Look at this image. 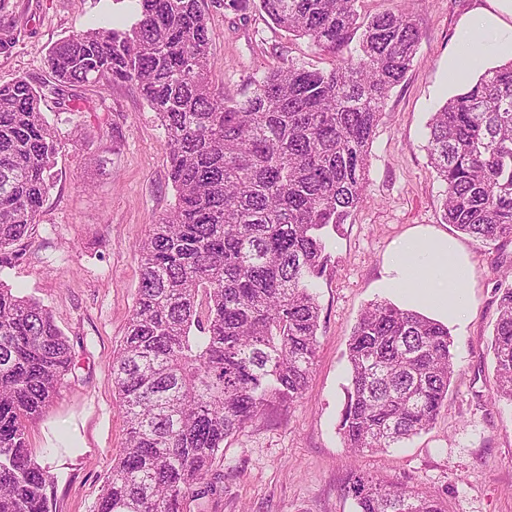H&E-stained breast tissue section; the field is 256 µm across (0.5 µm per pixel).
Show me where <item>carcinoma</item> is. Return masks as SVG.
<instances>
[{
  "label": "carcinoma",
  "mask_w": 512,
  "mask_h": 512,
  "mask_svg": "<svg viewBox=\"0 0 512 512\" xmlns=\"http://www.w3.org/2000/svg\"><path fill=\"white\" fill-rule=\"evenodd\" d=\"M128 28L97 25L48 51L52 81L0 85V268L23 256L59 142L41 104L70 112L80 85L132 82L167 133L174 205L138 244L141 271L112 386L126 442L97 512H184L216 491L224 441L270 407L302 398L317 350L314 280L327 228L356 211L391 90L416 54L405 11L362 17L357 0H258L280 29L330 54L329 70L284 59L237 100L210 75L204 0H138ZM0 0V53L17 23ZM428 157L446 185L443 219L485 244L512 243V60L452 95L429 123ZM493 398L512 402V266L496 286ZM339 430L354 454L428 429L455 372L448 327L387 301L348 340ZM48 308L0 283V512H52L54 476L28 451L25 422L72 372ZM356 512H447L418 487L355 471Z\"/></svg>",
  "instance_id": "obj_1"
}]
</instances>
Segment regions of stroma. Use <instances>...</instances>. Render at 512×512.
<instances>
[{"label": "stroma", "instance_id": "obj_1", "mask_svg": "<svg viewBox=\"0 0 512 512\" xmlns=\"http://www.w3.org/2000/svg\"><path fill=\"white\" fill-rule=\"evenodd\" d=\"M477 4L357 0L365 16L412 13L420 43L373 137L362 200L329 242L331 261L315 288L320 328L308 386L301 399L268 410L225 441L212 470L216 494L188 502L187 512H355L345 492L355 470L430 491L448 512H512V403L490 400L496 285L512 264V244L486 245L443 221L446 185L427 153L428 123L454 93L448 56L456 29ZM132 9V0H10L18 30L13 47L0 53V84L48 81L50 47L94 20L131 22ZM208 17L212 78L227 96L242 98L250 77L284 58L323 70L335 61L274 28L251 0L236 12L213 2ZM77 93L85 111L50 100L43 106L62 142L53 186L24 258L0 270V282L51 310L72 347L71 374L26 429L31 457L56 477L53 512H94L103 475L125 441L112 357L138 285L136 247L174 202L166 131L134 86H83ZM420 232L455 241L472 266L471 306L450 328L456 367L448 401L426 432L355 457L338 430L347 343L361 311L387 297L381 281L391 252Z\"/></svg>", "mask_w": 512, "mask_h": 512}]
</instances>
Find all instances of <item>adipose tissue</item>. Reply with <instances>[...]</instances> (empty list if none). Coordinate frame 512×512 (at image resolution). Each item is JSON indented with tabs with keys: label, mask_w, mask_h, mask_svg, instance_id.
I'll list each match as a JSON object with an SVG mask.
<instances>
[{
	"label": "adipose tissue",
	"mask_w": 512,
	"mask_h": 512,
	"mask_svg": "<svg viewBox=\"0 0 512 512\" xmlns=\"http://www.w3.org/2000/svg\"><path fill=\"white\" fill-rule=\"evenodd\" d=\"M512 58V0H483L461 25L448 59V82L464 86L468 74L494 58ZM468 260L447 239L413 235L391 254L382 286L407 306H429L457 323L471 304Z\"/></svg>",
	"instance_id": "1"
}]
</instances>
